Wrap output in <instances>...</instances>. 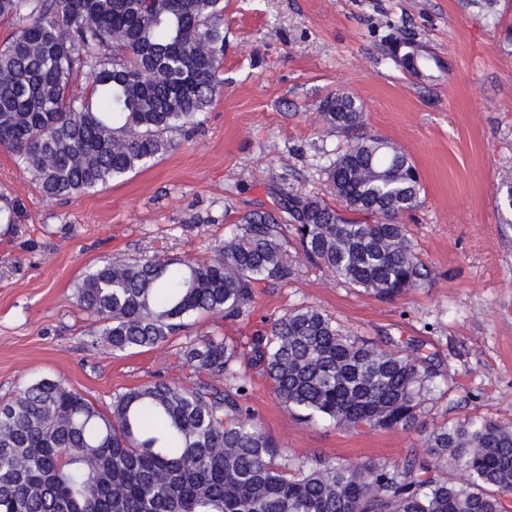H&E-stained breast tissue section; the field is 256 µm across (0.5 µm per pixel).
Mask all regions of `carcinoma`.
<instances>
[{"mask_svg": "<svg viewBox=\"0 0 512 512\" xmlns=\"http://www.w3.org/2000/svg\"><path fill=\"white\" fill-rule=\"evenodd\" d=\"M14 31L0 45V147L49 198L79 195L170 154L220 93L224 0H0ZM91 84L70 91L75 75ZM323 123L349 138L323 166L351 218L315 195L253 210L240 233L200 260H105L75 285L78 308L102 327L92 343L151 348L192 314L243 315L262 282L294 276L280 243L295 226L307 260L393 302L427 269L400 215L419 202L417 167L364 128V107L340 91ZM206 376L153 381L107 411L42 378L0 404V512H509L512 427L464 418L434 428L402 467L368 459L285 455L246 406L234 344L210 336L183 351ZM280 402L301 419L360 431L406 428L437 388L429 354L349 336L314 306L252 336ZM228 381L233 389L218 383ZM466 474L444 476V466Z\"/></svg>", "mask_w": 512, "mask_h": 512, "instance_id": "carcinoma-1", "label": "carcinoma"}]
</instances>
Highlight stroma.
Listing matches in <instances>:
<instances>
[{"label": "stroma", "instance_id": "35a3bbf8", "mask_svg": "<svg viewBox=\"0 0 512 512\" xmlns=\"http://www.w3.org/2000/svg\"><path fill=\"white\" fill-rule=\"evenodd\" d=\"M224 0L223 88L201 129L149 167L106 186L48 199L0 148V194L17 221L0 224V402L30 381L63 382L105 409L127 389L197 375L183 359L203 336L247 351L286 311L315 306L355 336L415 340L446 376L409 429L350 432L304 423L249 369L247 405L283 451L300 459L402 464L436 425L489 417L512 426V224L498 191L512 184V0ZM429 58V77L403 60ZM339 91L364 106L365 129L418 168L419 205L402 216L428 280L392 302L341 283L301 255L282 227L295 276L260 283L242 317L194 315L152 348L92 343L95 319L75 283L107 258L204 259L246 213L280 192L336 198L323 151L345 145L319 119Z\"/></svg>", "mask_w": 512, "mask_h": 512}]
</instances>
